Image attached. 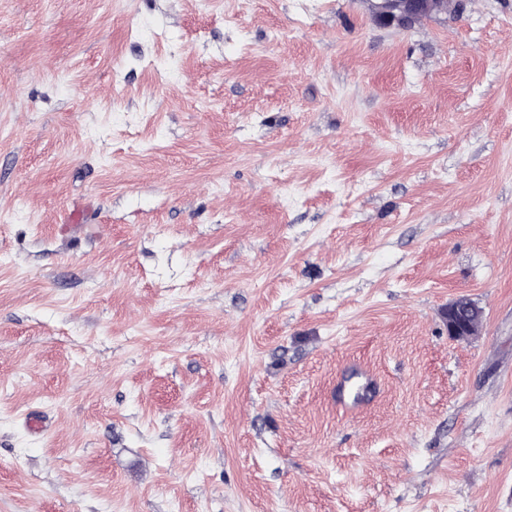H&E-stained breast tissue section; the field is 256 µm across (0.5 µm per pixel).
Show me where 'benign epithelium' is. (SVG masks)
I'll use <instances>...</instances> for the list:
<instances>
[{
  "label": "benign epithelium",
  "instance_id": "1",
  "mask_svg": "<svg viewBox=\"0 0 512 512\" xmlns=\"http://www.w3.org/2000/svg\"><path fill=\"white\" fill-rule=\"evenodd\" d=\"M374 22L381 27L410 28L424 19H446L460 12L462 0H366ZM448 335H470V326L458 314L455 302L448 304Z\"/></svg>",
  "mask_w": 512,
  "mask_h": 512
}]
</instances>
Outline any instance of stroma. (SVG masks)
Segmentation results:
<instances>
[{
	"label": "stroma",
	"mask_w": 512,
	"mask_h": 512,
	"mask_svg": "<svg viewBox=\"0 0 512 512\" xmlns=\"http://www.w3.org/2000/svg\"><path fill=\"white\" fill-rule=\"evenodd\" d=\"M0 512H512V0H0ZM381 27L410 28L424 19H448L460 12L461 0H367ZM353 368L354 371L348 376L352 378L351 382L344 379L337 388V398L335 391L334 399L342 406L356 408L372 402L377 393V384L367 377L366 371L362 367L354 365ZM352 383H356L357 386L352 388Z\"/></svg>",
	"instance_id": "stroma-1"
}]
</instances>
